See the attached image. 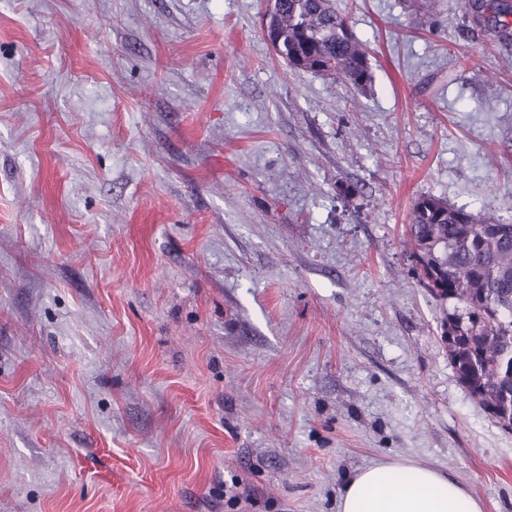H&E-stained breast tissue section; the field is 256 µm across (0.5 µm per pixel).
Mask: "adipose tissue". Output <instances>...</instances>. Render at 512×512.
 <instances>
[{"instance_id": "1", "label": "adipose tissue", "mask_w": 512, "mask_h": 512, "mask_svg": "<svg viewBox=\"0 0 512 512\" xmlns=\"http://www.w3.org/2000/svg\"><path fill=\"white\" fill-rule=\"evenodd\" d=\"M410 486H389L400 473ZM338 512H483L479 500L441 472L422 466L378 463L359 469L342 489Z\"/></svg>"}]
</instances>
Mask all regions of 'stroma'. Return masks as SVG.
Wrapping results in <instances>:
<instances>
[{"label":"stroma","mask_w":512,"mask_h":512,"mask_svg":"<svg viewBox=\"0 0 512 512\" xmlns=\"http://www.w3.org/2000/svg\"><path fill=\"white\" fill-rule=\"evenodd\" d=\"M334 3L365 88L268 0H0V512H338L379 461L512 512L402 243L422 196L512 213V40ZM275 1L280 45L269 37L267 12L265 29L277 55L283 56V51L285 60L294 68L322 71L353 86L370 81L367 52L350 30L346 17L334 7L333 0Z\"/></svg>","instance_id":"35a3bbf8"}]
</instances>
